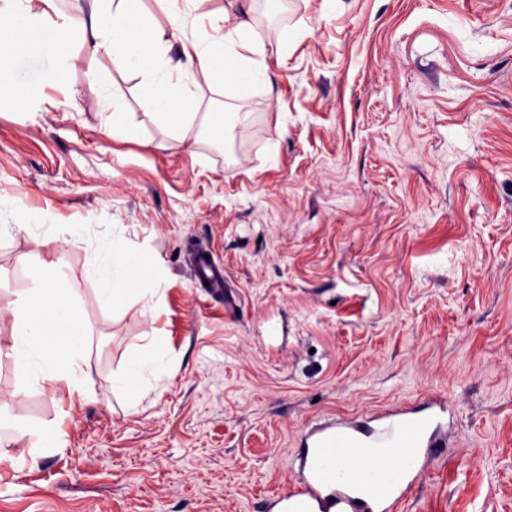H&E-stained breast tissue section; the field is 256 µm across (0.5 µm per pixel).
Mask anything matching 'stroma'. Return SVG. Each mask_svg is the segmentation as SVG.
I'll list each match as a JSON object with an SVG mask.
<instances>
[{
    "mask_svg": "<svg viewBox=\"0 0 512 512\" xmlns=\"http://www.w3.org/2000/svg\"><path fill=\"white\" fill-rule=\"evenodd\" d=\"M91 8L61 5L66 90L27 108L0 87V202L22 224L119 232L163 297L104 308L84 244L0 237L4 292L24 263L73 273L92 395L19 387L0 323V512H265L306 426L436 393L458 425L400 512H512V0H259L271 86L200 82L179 130L142 108L131 68L90 62ZM91 66L132 136L103 133ZM225 112L247 118L219 137ZM196 244L234 313L195 287ZM148 347L165 387L113 394Z\"/></svg>",
    "mask_w": 512,
    "mask_h": 512,
    "instance_id": "1",
    "label": "stroma"
}]
</instances>
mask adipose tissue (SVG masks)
Returning a JSON list of instances; mask_svg holds the SVG:
<instances>
[{"mask_svg": "<svg viewBox=\"0 0 512 512\" xmlns=\"http://www.w3.org/2000/svg\"><path fill=\"white\" fill-rule=\"evenodd\" d=\"M169 19L168 27L147 28L142 0H92L89 25L83 33L90 57H108L131 65L146 88L142 105L173 128L191 124L196 115L195 89L199 80L229 86L264 85L272 80L266 64V48L242 11L234 8L206 9L207 0H158ZM27 32V43L8 48V61L0 67V82L11 86L24 104L40 98L44 89L61 82L65 59L51 48L68 41L69 19L60 14L55 0H0V37L16 28ZM89 87L104 103V127L115 135L133 131L132 119L111 87L90 75ZM181 111H171L172 102ZM30 241L43 245L69 234L84 243L89 252L85 276L99 284V301L111 306L117 294L137 297L144 313H153L162 297L159 279L143 278L135 264L116 257L113 241L100 237L90 224H28L23 227ZM11 319L9 348L16 365L19 386L49 384L69 397L87 401L80 344L64 352L51 351L48 336L83 335L79 321L82 308L67 286V275L57 271L52 279L32 276L28 288L0 306ZM162 353L144 355L133 372L114 381L116 389L134 392L144 384L159 385L166 375Z\"/></svg>", "mask_w": 512, "mask_h": 512, "instance_id": "ef3b65f1", "label": "adipose tissue"}]
</instances>
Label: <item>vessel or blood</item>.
Returning <instances> with one entry per match:
<instances>
[{"instance_id": "obj_1", "label": "vessel or blood", "mask_w": 512, "mask_h": 512, "mask_svg": "<svg viewBox=\"0 0 512 512\" xmlns=\"http://www.w3.org/2000/svg\"><path fill=\"white\" fill-rule=\"evenodd\" d=\"M195 278L224 290V266L206 249L194 250ZM454 404L433 396L398 405L364 421L317 424L305 434L302 480L270 500L272 512H400L431 466V451L448 445Z\"/></svg>"}]
</instances>
